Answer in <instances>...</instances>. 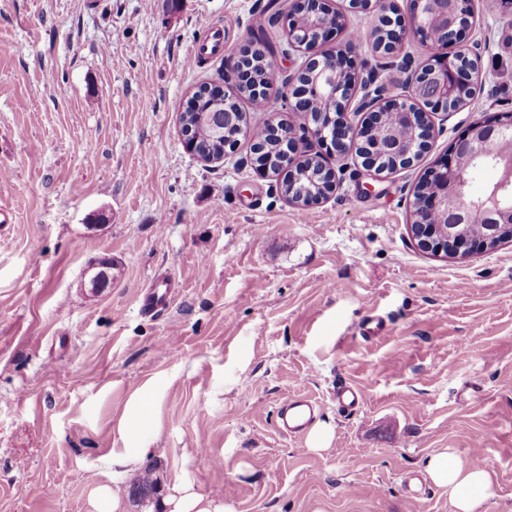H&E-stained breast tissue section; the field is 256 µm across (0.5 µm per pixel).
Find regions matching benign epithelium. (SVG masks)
Returning a JSON list of instances; mask_svg holds the SVG:
<instances>
[{
  "mask_svg": "<svg viewBox=\"0 0 512 512\" xmlns=\"http://www.w3.org/2000/svg\"><path fill=\"white\" fill-rule=\"evenodd\" d=\"M352 8L374 12L384 29L380 50L398 60L403 76L401 93L392 95L389 86L372 73L347 74L344 51L319 50L324 39L341 26L340 15L329 10L322 0H282L276 24L287 29L288 49L306 54L299 68L292 71L278 65L272 54L263 60L273 69L284 95L288 111L308 117L301 132L278 119V110L269 108L264 123L282 152L273 167L288 174V202L300 206L319 203L337 185L330 161L314 152L319 144L329 148L336 160L357 157L361 165L376 176L411 166L418 156L399 141L374 134L387 117H395L411 127L423 149H428L436 134L433 115L457 112L463 105L455 102L458 87L471 71L470 63L481 68L485 47L464 43L472 13L459 10V0H411L408 22L393 19L394 0H350ZM416 38L429 46H457L452 56H435L417 64L401 53L402 43ZM251 55L241 54L232 62L236 83L224 90V98H236L248 88L258 98L268 97L266 81L257 78L248 65ZM259 165L269 171L270 162L260 147L253 148ZM465 157L472 164L489 162L498 179L482 195L469 194L470 167L459 162ZM306 158L319 161L321 193L307 196L296 190L294 166ZM436 182L433 195L423 196L413 205L410 233L417 246L435 256L466 259L478 251H488L512 241V114L501 113L470 123L455 140L447 155L428 171Z\"/></svg>",
  "mask_w": 512,
  "mask_h": 512,
  "instance_id": "7a95c632",
  "label": "benign epithelium"
}]
</instances>
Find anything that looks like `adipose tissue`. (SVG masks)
<instances>
[{"instance_id":"obj_1","label":"adipose tissue","mask_w":512,"mask_h":512,"mask_svg":"<svg viewBox=\"0 0 512 512\" xmlns=\"http://www.w3.org/2000/svg\"><path fill=\"white\" fill-rule=\"evenodd\" d=\"M425 471L447 493L453 512H485L492 487L491 474L485 467L463 463L444 450L428 456ZM165 506L167 512H228L222 499L180 484L170 487Z\"/></svg>"}]
</instances>
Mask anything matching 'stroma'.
Instances as JSON below:
<instances>
[{"label": "stroma", "mask_w": 512, "mask_h": 512, "mask_svg": "<svg viewBox=\"0 0 512 512\" xmlns=\"http://www.w3.org/2000/svg\"><path fill=\"white\" fill-rule=\"evenodd\" d=\"M278 0H0V512H100L111 483L125 512L153 463L229 512H452L420 484L426 458L483 462L485 512H512V242L446 259L409 233L413 192L474 120L512 113L504 0H473L486 40L482 84L409 168L359 161L308 208L261 174L250 139L217 163L183 144L195 88L223 83L233 56L283 48ZM359 30L356 70L400 84L374 48L375 15L328 0ZM224 54L190 66L213 26ZM120 272L88 289L91 261ZM178 292L140 314L153 277ZM385 326L360 332L368 314ZM362 394L341 412L336 385ZM332 428L316 451L277 428L291 396ZM145 408L148 424L126 423Z\"/></svg>", "instance_id": "35a3bbf8"}]
</instances>
